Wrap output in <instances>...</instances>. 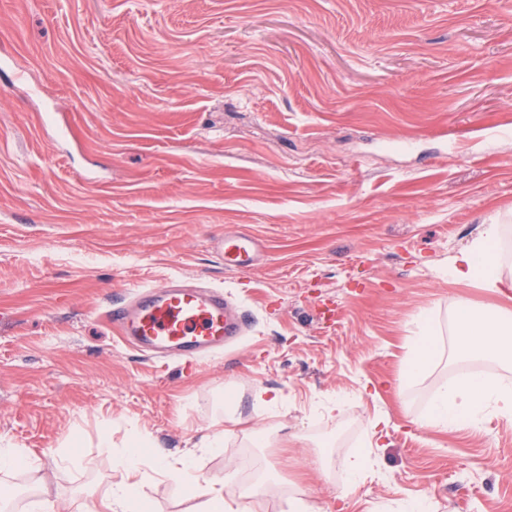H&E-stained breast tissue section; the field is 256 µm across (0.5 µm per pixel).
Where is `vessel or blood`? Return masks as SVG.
I'll return each instance as SVG.
<instances>
[{
	"label": "vessel or blood",
	"instance_id": "b4317fda",
	"mask_svg": "<svg viewBox=\"0 0 512 512\" xmlns=\"http://www.w3.org/2000/svg\"><path fill=\"white\" fill-rule=\"evenodd\" d=\"M228 269L246 270L255 265L262 245L250 235L228 230L218 243ZM110 317L122 336L142 350L181 359L223 351L245 332L242 310L231 305L222 292L188 288H148L134 305L113 307Z\"/></svg>",
	"mask_w": 512,
	"mask_h": 512
}]
</instances>
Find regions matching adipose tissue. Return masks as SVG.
<instances>
[{
    "instance_id": "ef3b65f1",
    "label": "adipose tissue",
    "mask_w": 512,
    "mask_h": 512,
    "mask_svg": "<svg viewBox=\"0 0 512 512\" xmlns=\"http://www.w3.org/2000/svg\"><path fill=\"white\" fill-rule=\"evenodd\" d=\"M502 234V225H485L481 237L449 268V276L479 282L493 291L512 288V281L503 275L497 251ZM448 309L451 331L468 359L512 362V321L499 309H480L463 299L452 301ZM434 334L431 317L420 316L418 332L406 361L407 378L416 379L429 371L435 357ZM491 414L512 419V380L461 376L444 382L434 391L428 424L444 431L476 427ZM147 448V441L136 437L119 456L117 465L127 478L108 489V512H143L144 505L136 498L130 477L138 473L147 460L160 475L176 479L183 485H196L192 456L172 462L159 454L148 453Z\"/></svg>"
}]
</instances>
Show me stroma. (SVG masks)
<instances>
[{"label":"stroma","instance_id":"obj_1","mask_svg":"<svg viewBox=\"0 0 512 512\" xmlns=\"http://www.w3.org/2000/svg\"><path fill=\"white\" fill-rule=\"evenodd\" d=\"M504 127L512 0H0V447L35 464L0 473L10 512L36 486L107 512L139 434L194 451L200 482L234 473L241 512H512V419L424 422L468 371L449 302L512 313L447 275L494 221L512 277ZM228 227L265 247L248 271L216 249ZM172 281L246 310L240 345L125 342L112 305ZM423 314L436 357L410 380ZM136 481L150 512H193L151 467Z\"/></svg>","mask_w":512,"mask_h":512}]
</instances>
